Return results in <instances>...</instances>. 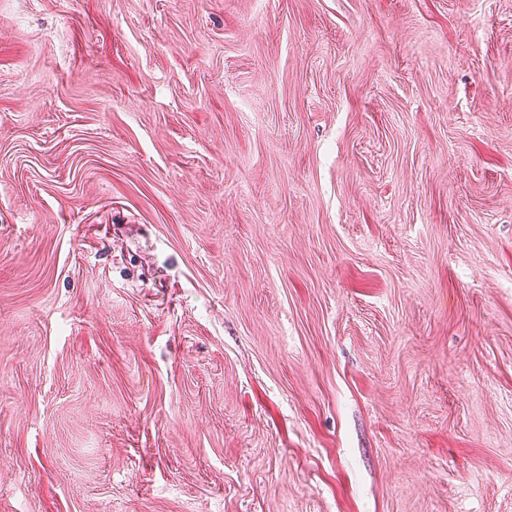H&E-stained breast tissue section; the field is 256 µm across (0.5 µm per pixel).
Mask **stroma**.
I'll return each instance as SVG.
<instances>
[{"instance_id": "stroma-1", "label": "stroma", "mask_w": 512, "mask_h": 512, "mask_svg": "<svg viewBox=\"0 0 512 512\" xmlns=\"http://www.w3.org/2000/svg\"><path fill=\"white\" fill-rule=\"evenodd\" d=\"M0 512H512V0H0Z\"/></svg>"}]
</instances>
